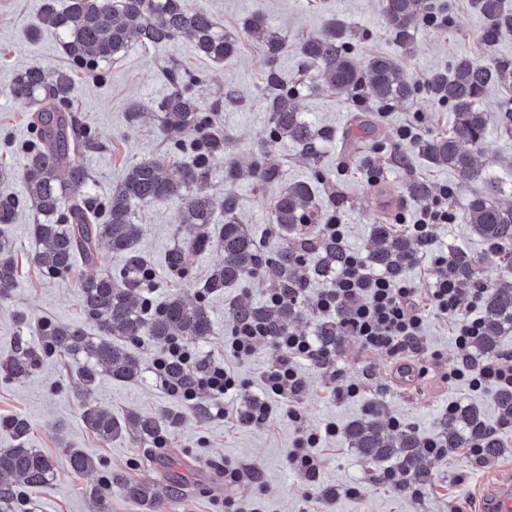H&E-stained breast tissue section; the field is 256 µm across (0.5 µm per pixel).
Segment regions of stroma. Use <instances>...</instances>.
I'll list each match as a JSON object with an SVG mask.
<instances>
[{
    "label": "stroma",
    "instance_id": "stroma-1",
    "mask_svg": "<svg viewBox=\"0 0 512 512\" xmlns=\"http://www.w3.org/2000/svg\"><path fill=\"white\" fill-rule=\"evenodd\" d=\"M43 2L0 0V169L10 173L8 180L0 181V194L19 197L24 193L18 172L22 156L35 139L33 108L14 100L10 87L15 74L33 62L73 72L69 109L80 132L90 133L94 140L81 159L94 178V201L100 207L107 205L131 162L168 151L169 145L151 114L133 123L129 111L135 105L157 108L169 88L163 70L171 65L191 76L193 93L203 105H211L225 89L234 90L236 104L220 114L230 137V158L244 169L254 162L265 146L268 114L261 91L266 68L261 41L242 31L251 15H263L271 25L285 31L292 43L318 33L330 18L343 20L362 33L354 51L359 61L380 54L397 57L419 87L412 99L375 113L384 136L361 137L352 132L356 105L346 93L322 88L312 79L302 80L295 54L279 59L285 81L300 87L297 103L303 117L335 130L336 139L314 162L301 157L292 144L279 143L275 147L281 163L279 178L264 183L244 179L235 185L240 201L237 220L260 244L267 260L238 287L205 296L213 330L195 344L198 359L223 360L224 338L235 325L231 310L236 302L268 305L278 279L272 256L283 242L271 222V206L292 181L312 182L321 203L318 216L340 213L350 226L346 248L363 254L372 245L375 224L385 223L401 208L407 216H415L421 203L408 193L409 182H426L435 192L449 187L456 219L434 228L430 250L467 254L477 260V276L484 281L512 271L498 251L474 234L462 218L469 199L483 191L482 180L464 179L437 168L411 153L409 144H396L393 138L404 125L416 126L425 139L448 131L451 112L429 99L420 87L429 72L447 69L459 56L478 55L482 19L471 0H448L452 23L444 29L421 26L415 34V48L408 54L388 35L380 0H186L188 6L208 10L225 33L239 36L236 55L221 62L206 60L196 54L189 38L181 37L157 47L131 45L118 59L91 71L71 68L56 31L42 22ZM510 100L512 95L500 88L488 90L483 107L489 119V134L479 162L509 190L512 171L501 169L498 158L512 152V139L502 133L498 116ZM370 154L375 155L382 169L376 184L370 182L359 164ZM400 154L409 155L407 166L395 164L394 158ZM179 207L176 201L151 204L141 208L137 219L142 226L137 248L155 270L150 298L157 305L175 289L196 287L223 258L219 247L213 246L192 256L184 276L167 268L165 255L179 231ZM33 222V214L21 208L9 226L17 246L19 277L12 298L0 301V357L10 354L19 338L37 345L41 326L48 321L77 324L88 334H96V327L79 305V285L87 277L121 266L119 258L105 253L93 263L77 260L67 274L46 276L31 260L35 250L30 236ZM423 334L424 351L404 358L412 366L428 364L429 372L421 380L402 386L391 358L367 353L357 342L347 339L336 349L335 367L302 365L301 425L276 415L261 427H231L213 415L196 414L193 402L169 394L156 378L153 362L161 346L142 341L135 347L143 364L141 379L119 382L100 374L92 397L97 406L119 419L130 414L179 417V424L167 430V444L162 448L152 444L140 447L125 435L105 443L88 430L82 419V403L74 390V365L68 358L40 359L22 381L0 374V448L13 442L4 419L19 415L31 424V447L61 461L66 447L72 446L98 461L95 471L74 474L62 467L50 483L24 489L17 512H95L91 489L105 488L109 474L117 472L143 483L179 484V497L163 501L162 512H224V496L228 493L241 500L259 497L263 512H478L490 473L512 470V429L501 428L493 391L471 390L464 380L454 385L444 382L448 368L461 364L465 357L447 322L427 317ZM433 350L442 358L432 364L428 357ZM350 382L362 383L360 395L336 400L335 387ZM453 402L478 408L487 426L496 429L505 452L478 470L467 469L460 453L431 457L430 480L417 489L388 490L381 482V466L361 457L350 447L345 434L346 426L375 404L383 410L387 434H394L393 424L399 421L408 424L410 432L421 440H436L448 424V406ZM328 421L336 422L339 432L321 450L319 484L325 489L355 487L360 491L358 497L307 499L303 478L286 465V454L298 428L315 429ZM229 459L258 472L260 485L244 483L225 490L224 463Z\"/></svg>",
    "mask_w": 512,
    "mask_h": 512
}]
</instances>
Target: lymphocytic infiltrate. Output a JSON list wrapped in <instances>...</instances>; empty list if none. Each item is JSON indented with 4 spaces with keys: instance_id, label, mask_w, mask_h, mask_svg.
<instances>
[{
    "instance_id": "1",
    "label": "lymphocytic infiltrate",
    "mask_w": 512,
    "mask_h": 512,
    "mask_svg": "<svg viewBox=\"0 0 512 512\" xmlns=\"http://www.w3.org/2000/svg\"><path fill=\"white\" fill-rule=\"evenodd\" d=\"M448 189H440L433 199L423 205L415 222H408L403 212H395L393 225L422 242H430L434 226L451 223L454 215L448 208ZM435 279L429 287L419 288L409 279L387 272L370 271L363 257L348 253L331 288L325 289L316 300L318 312L338 314V333L357 341L363 350L401 360L409 352L423 348L422 326L427 317L446 320L455 337L456 345L469 349L479 336L483 322L475 311L485 292L481 281L465 284L459 281L445 252L429 255ZM262 326L236 324L224 340L225 363H211L201 370L193 384L165 382V389L186 400H194L197 390H208L213 397L214 416L235 426H261L267 423L271 398L283 400L286 414L300 430L293 448L287 454L288 466L300 474L308 484L319 478L323 458L318 449L327 439L335 437L334 423L325 424L319 431L302 429L303 409L300 397L304 382L299 374L300 362L317 367L335 364L336 352L321 346L316 337L289 332L272 338L278 356L263 374L260 392L248 393V384L239 378L233 364L252 359L260 340L266 339ZM448 383L468 380L473 389H512V357L492 356L467 361L450 368L444 376ZM248 393L244 410L230 412L225 405L227 397Z\"/></svg>"
}]
</instances>
